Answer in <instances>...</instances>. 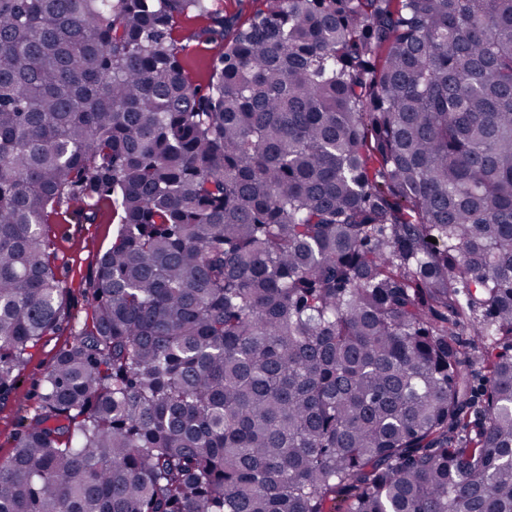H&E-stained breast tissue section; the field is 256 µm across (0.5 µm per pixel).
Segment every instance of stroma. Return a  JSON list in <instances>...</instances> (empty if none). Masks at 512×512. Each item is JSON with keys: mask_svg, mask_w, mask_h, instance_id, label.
Instances as JSON below:
<instances>
[{"mask_svg": "<svg viewBox=\"0 0 512 512\" xmlns=\"http://www.w3.org/2000/svg\"><path fill=\"white\" fill-rule=\"evenodd\" d=\"M116 230V224L107 213L95 224H78L71 216L63 214L49 228L52 259L68 287L64 312L70 324L43 337L31 350L19 370L16 391L9 400L0 403V464L13 455L15 439L25 419L34 413L42 380L58 351L72 341L74 330L90 319L92 292L86 281Z\"/></svg>", "mask_w": 512, "mask_h": 512, "instance_id": "obj_1", "label": "stroma"}]
</instances>
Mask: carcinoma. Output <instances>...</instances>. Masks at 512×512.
<instances>
[{
    "label": "carcinoma",
    "mask_w": 512,
    "mask_h": 512,
    "mask_svg": "<svg viewBox=\"0 0 512 512\" xmlns=\"http://www.w3.org/2000/svg\"><path fill=\"white\" fill-rule=\"evenodd\" d=\"M105 208L0 512H512V0H0V401ZM213 53L214 48L207 44L194 45L185 52V65L189 75L194 81H206L208 78L206 62ZM117 219L112 223L110 214H103L97 224H75L66 214L50 224L52 259L66 286L64 312L73 329H79L91 319L92 290L86 281L95 270L101 254L112 242L117 230Z\"/></svg>",
    "instance_id": "carcinoma-1"
}]
</instances>
